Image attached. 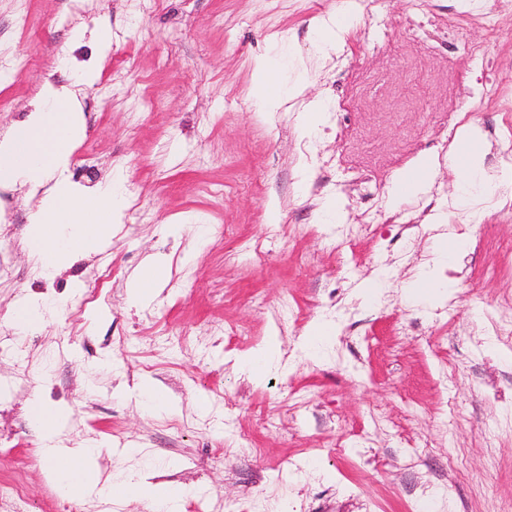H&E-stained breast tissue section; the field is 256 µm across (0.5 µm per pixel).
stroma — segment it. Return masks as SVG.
<instances>
[{
  "instance_id": "35a3bbf8",
  "label": "stroma",
  "mask_w": 512,
  "mask_h": 512,
  "mask_svg": "<svg viewBox=\"0 0 512 512\" xmlns=\"http://www.w3.org/2000/svg\"><path fill=\"white\" fill-rule=\"evenodd\" d=\"M473 2L356 0L344 41L320 51L339 0H0V53L25 63L0 80V134L45 83L75 86L86 131L69 180L104 189L117 172L133 200L104 254L50 275L23 246L39 197H0V483L22 487L20 512H150L45 482L36 394L69 411L65 444L108 448L104 473L149 463L187 488L181 512H420L426 498L429 512H512V338L492 334L512 318V207L478 223L453 208L446 160L473 121L486 167L507 161L512 0ZM276 43L302 56L307 86L270 117L249 88ZM488 73L499 97L479 95ZM316 101L326 115L309 133L299 116ZM423 155L438 159L428 193L392 204L396 172ZM327 197L342 223H320ZM437 207L447 224L426 223ZM440 231L470 237L454 293L410 302ZM154 254L169 280L131 305L130 277ZM383 269L389 285L366 304L360 287ZM27 299L48 309L20 333L11 312ZM322 321L336 337L320 361L305 339ZM271 335L280 367L252 383L239 363ZM147 380L167 411L143 405Z\"/></svg>"
}]
</instances>
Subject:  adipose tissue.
I'll return each mask as SVG.
<instances>
[{
    "mask_svg": "<svg viewBox=\"0 0 512 512\" xmlns=\"http://www.w3.org/2000/svg\"><path fill=\"white\" fill-rule=\"evenodd\" d=\"M299 65L295 57L283 54L273 65L257 61L252 91L263 108L274 112L287 100L302 95V81L287 76ZM82 133L76 96L67 87L49 83L41 108L0 137V187L22 183L41 197L39 209L30 217L25 245L49 273L100 251L111 239L118 215L126 206L120 186L79 193L65 176L68 158ZM484 153L485 142L476 124L458 128L449 155L462 187L456 207L484 203L489 193L503 184L501 173L485 168ZM434 166V160L426 156L411 161L396 172L392 196L413 199L425 193ZM27 413L33 429L49 443L42 451L46 476L60 484L64 496L86 499L95 495L109 502L136 497L147 501L152 512H168L185 496V489L154 483L144 471L124 481L102 479L98 463L101 446L59 444L58 438L68 426L66 408L50 406L36 397L29 402Z\"/></svg>",
    "mask_w": 512,
    "mask_h": 512,
    "instance_id": "obj_1",
    "label": "adipose tissue"
}]
</instances>
